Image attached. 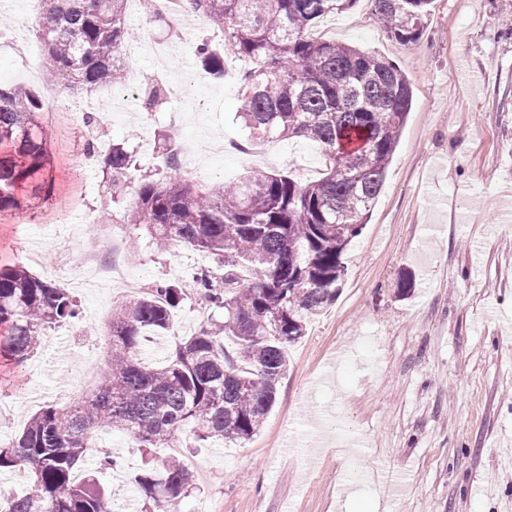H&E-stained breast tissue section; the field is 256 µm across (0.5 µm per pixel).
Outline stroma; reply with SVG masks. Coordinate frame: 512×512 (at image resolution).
Instances as JSON below:
<instances>
[{"mask_svg":"<svg viewBox=\"0 0 512 512\" xmlns=\"http://www.w3.org/2000/svg\"><path fill=\"white\" fill-rule=\"evenodd\" d=\"M39 0H0L12 20L0 39L24 40L33 73L18 70L0 49V85L41 92L48 83L40 44L24 18ZM140 78L128 96L107 102L105 89L59 87L65 111L94 112L92 126L55 128L56 189L49 201L0 221V259L25 263L39 249L37 275L58 263V283L84 310L80 322L48 329L21 372L0 359V416L8 443L36 411L73 401L108 369L106 327L125 294L82 268L85 246L105 228L121 235L119 261L142 289L159 281L188 285L219 260L181 246L158 251L145 226L127 224L129 200L113 203L103 173H75L87 140L99 145L139 131L131 146L137 175H166L163 142L195 157L184 174L211 184L249 172L276 171L301 181L323 170L315 145L299 139L248 138L236 121L240 84L215 81L195 48L220 43L200 18L185 24L129 17ZM329 39L396 63L413 88V106L368 224L348 249L347 276L335 303L288 348L276 401L258 434L243 444L199 442L180 433L184 456L199 468L180 512H512V232L499 213L512 179V0H434L417 44L390 39L366 0L322 23ZM194 79L189 101H168L145 115L148 83ZM215 135L237 151L212 156ZM413 281L398 293L401 276ZM352 434L367 445L355 450ZM116 467L88 456L78 470L116 497L137 502L134 481L145 461L162 465L165 448H141L129 436L100 431Z\"/></svg>","mask_w":512,"mask_h":512,"instance_id":"stroma-1","label":"stroma"}]
</instances>
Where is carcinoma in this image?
I'll use <instances>...</instances> for the list:
<instances>
[{"mask_svg": "<svg viewBox=\"0 0 512 512\" xmlns=\"http://www.w3.org/2000/svg\"><path fill=\"white\" fill-rule=\"evenodd\" d=\"M127 0H42L35 35L44 72L94 90L121 81L131 41ZM223 36L222 48L196 47L203 70L228 77L227 61L245 58L238 112L249 135L304 138L316 144L325 170L311 182L254 172L222 185L177 173L129 177L134 157L122 140L102 156L112 190L131 191L125 223L146 226L151 239L223 258L224 273L194 277L204 306L223 312L175 342L164 363L142 358L151 336H167L185 289L158 282L117 307L109 326V370L91 392L65 407L33 414L15 440L0 445V471L23 468L28 489L0 499V512H114L112 494L75 477L101 427L144 448L169 447L185 430L197 440L245 443L276 401L286 348L336 301L346 276L343 256L372 215L413 102L406 74L384 57L315 38L325 18L359 0H190ZM372 15L403 45L422 35L433 0H371ZM160 82L142 94L151 114L165 103ZM48 105L34 90L0 87V220L53 193ZM81 316L66 289L21 265L0 264V357L20 368L45 330ZM231 340L233 348L226 346ZM136 482L147 501L178 512L193 485L179 460L147 470Z\"/></svg>", "mask_w": 512, "mask_h": 512, "instance_id": "carcinoma-1", "label": "carcinoma"}]
</instances>
